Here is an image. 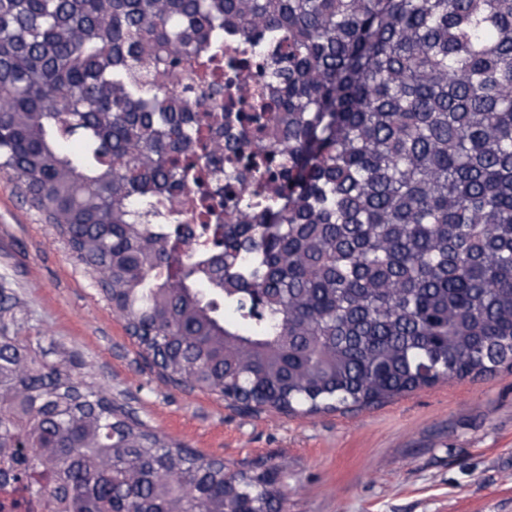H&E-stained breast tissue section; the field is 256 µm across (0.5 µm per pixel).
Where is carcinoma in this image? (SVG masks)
<instances>
[{"instance_id":"cac0c4a2","label":"carcinoma","mask_w":512,"mask_h":512,"mask_svg":"<svg viewBox=\"0 0 512 512\" xmlns=\"http://www.w3.org/2000/svg\"><path fill=\"white\" fill-rule=\"evenodd\" d=\"M227 27L260 89L245 60L202 75L215 114L160 77ZM237 125L266 154L202 138ZM205 165L282 202L198 254L153 198ZM0 170L168 383L316 414L512 368V0H0ZM17 304L0 289V463L48 512H278L276 470L149 429Z\"/></svg>"}]
</instances>
